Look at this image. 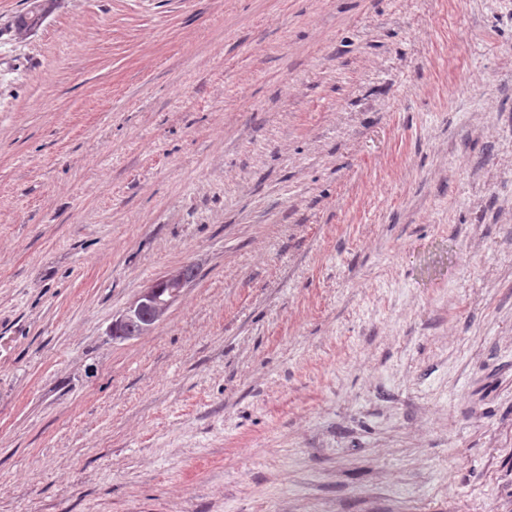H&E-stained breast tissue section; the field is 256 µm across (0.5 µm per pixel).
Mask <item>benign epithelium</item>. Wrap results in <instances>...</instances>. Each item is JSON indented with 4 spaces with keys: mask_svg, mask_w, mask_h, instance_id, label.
Masks as SVG:
<instances>
[{
    "mask_svg": "<svg viewBox=\"0 0 512 512\" xmlns=\"http://www.w3.org/2000/svg\"><path fill=\"white\" fill-rule=\"evenodd\" d=\"M192 282L186 267L174 269L146 288L139 297L112 323V327L135 326L129 335L135 338L150 332L162 321L173 303Z\"/></svg>",
    "mask_w": 512,
    "mask_h": 512,
    "instance_id": "1",
    "label": "benign epithelium"
}]
</instances>
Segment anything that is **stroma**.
<instances>
[{"instance_id":"1","label":"stroma","mask_w":512,"mask_h":512,"mask_svg":"<svg viewBox=\"0 0 512 512\" xmlns=\"http://www.w3.org/2000/svg\"><path fill=\"white\" fill-rule=\"evenodd\" d=\"M27 7L0 512H512V0ZM186 266L174 269L146 288L139 297L112 323V329L117 326L135 325L129 336L132 339L150 332L162 321L173 303L181 296L184 289L192 282L194 276L186 273ZM160 288H166L161 292Z\"/></svg>"}]
</instances>
